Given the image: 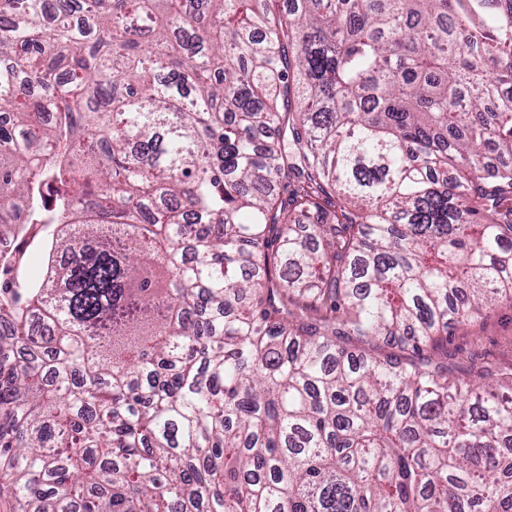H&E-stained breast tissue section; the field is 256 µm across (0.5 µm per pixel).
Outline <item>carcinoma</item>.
<instances>
[{"label": "carcinoma", "instance_id": "1", "mask_svg": "<svg viewBox=\"0 0 512 512\" xmlns=\"http://www.w3.org/2000/svg\"><path fill=\"white\" fill-rule=\"evenodd\" d=\"M0 112L19 512H512L442 352L512 302V0H0Z\"/></svg>", "mask_w": 512, "mask_h": 512}]
</instances>
